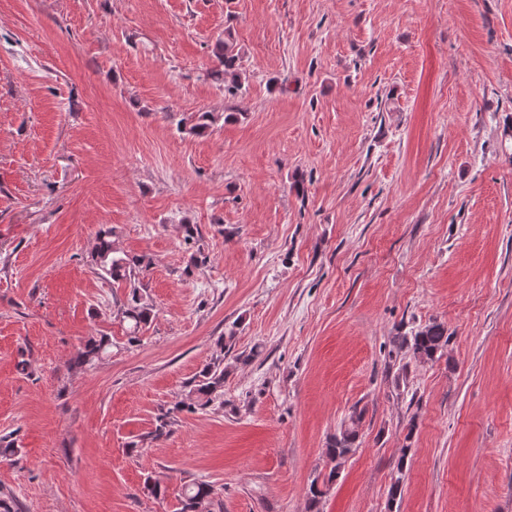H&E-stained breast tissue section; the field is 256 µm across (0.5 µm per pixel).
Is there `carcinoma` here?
<instances>
[{"label": "carcinoma", "mask_w": 512, "mask_h": 512, "mask_svg": "<svg viewBox=\"0 0 512 512\" xmlns=\"http://www.w3.org/2000/svg\"><path fill=\"white\" fill-rule=\"evenodd\" d=\"M214 56L219 62V69L213 76L224 83V90L238 93L242 90L240 59L241 49L232 35H227L216 42ZM216 121L211 112H198L191 116L189 132L202 134ZM92 266L101 279L112 284H123L128 288L126 299L120 313L128 321L127 342L130 345L138 341V332L155 316V308L148 295L136 285L139 277L150 266L151 260L145 256L129 257L120 251L113 240V230L110 228L99 231L97 245L91 255ZM450 336L448 329L442 323L432 322L420 327L409 335L395 336L392 340V353L397 357H411L422 363L434 360L447 349ZM112 340L108 336L89 337L83 349L73 359L72 364L78 368L91 367L101 361L110 353ZM224 354L210 359L198 374L188 383V401L179 402L167 410H161L155 417L154 429L148 438L158 440L167 435L169 427L173 424L174 414L184 410H204L214 404L224 405ZM364 415V410L354 408L348 419L341 425L340 431L332 436L325 457L331 464L328 479H333L336 470L350 453L356 448L358 426ZM406 465L405 457L398 459L397 476L389 488V497L396 500L402 496L404 487L403 469ZM215 496L214 487L207 482H193L186 486L180 500L179 512H211V505Z\"/></svg>", "instance_id": "cac0c4a2"}]
</instances>
